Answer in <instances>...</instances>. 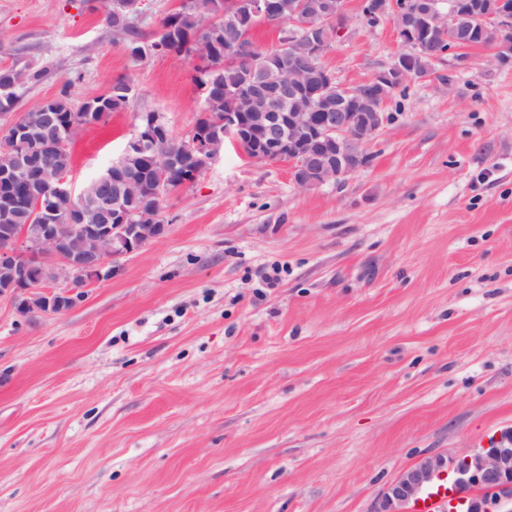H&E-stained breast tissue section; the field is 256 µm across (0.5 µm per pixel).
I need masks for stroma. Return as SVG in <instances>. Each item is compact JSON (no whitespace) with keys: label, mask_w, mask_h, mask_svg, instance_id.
Wrapping results in <instances>:
<instances>
[{"label":"stroma","mask_w":512,"mask_h":512,"mask_svg":"<svg viewBox=\"0 0 512 512\" xmlns=\"http://www.w3.org/2000/svg\"><path fill=\"white\" fill-rule=\"evenodd\" d=\"M361 2L324 59L346 86L402 50ZM126 44L98 0H0V67L46 72L16 112L135 88L73 138V189L144 113L178 138L201 114L188 60ZM467 54L385 103L346 179L302 189L225 142L75 308L0 298V512H379L403 471L512 427V65Z\"/></svg>","instance_id":"stroma-1"}]
</instances>
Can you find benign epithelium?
Here are the masks:
<instances>
[{
  "instance_id": "benign-epithelium-1",
  "label": "benign epithelium",
  "mask_w": 512,
  "mask_h": 512,
  "mask_svg": "<svg viewBox=\"0 0 512 512\" xmlns=\"http://www.w3.org/2000/svg\"><path fill=\"white\" fill-rule=\"evenodd\" d=\"M234 8L253 22L279 21V0H233ZM462 8L459 0L448 3V14L440 0H374L364 15V24L376 27L394 24L403 50L394 62L378 71L372 84L383 88L405 84L417 77L410 60L431 40L432 25H439ZM345 0H331L328 22L343 28ZM308 24L295 20L281 30L276 50L263 53L249 35L238 36L224 52L247 63L255 73L278 57L287 75L275 93L251 80L231 95L233 108L210 117L208 127H193L189 149L210 162L229 137L252 159L291 163L294 183L313 187L330 179L339 181L370 160L368 146L388 121L383 106L370 97L340 87L337 105L319 97V86L330 77L323 59L330 51L326 42L300 29ZM144 124L127 141L120 159L104 174L76 193L63 170L49 171V161L69 150V137L78 127L67 125L63 114L49 106L40 115L37 129L19 115L0 129L7 143L0 157V298L9 299L24 315L61 313L76 307L86 288L112 275V262L120 255L136 252L164 236V204L192 184L199 176L193 171L178 185L170 175L178 168L177 141L158 112L142 115ZM144 155L156 172L157 188L147 191L145 181L128 160ZM128 195L150 202V210L134 217L123 206ZM68 201L66 223H59L57 204ZM37 225H32V221ZM64 281L63 288L50 284ZM447 471L441 454L424 458L399 474L383 492L381 512H398V507L417 498L424 488ZM454 483L474 489L476 501H467L448 490V512H512V429L501 430L486 447L460 458L454 466Z\"/></svg>"
}]
</instances>
